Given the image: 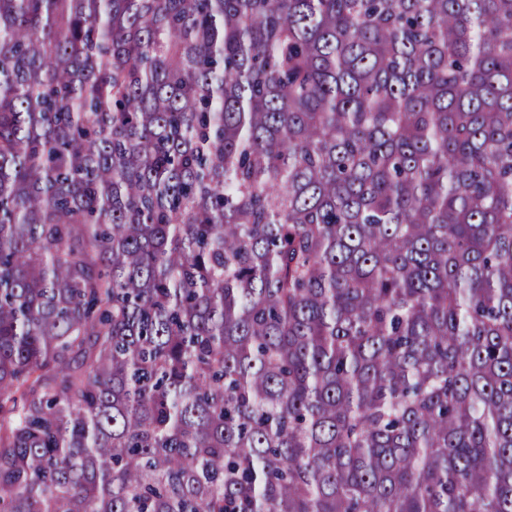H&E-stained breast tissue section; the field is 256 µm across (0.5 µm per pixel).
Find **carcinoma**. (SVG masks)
I'll use <instances>...</instances> for the list:
<instances>
[{"mask_svg": "<svg viewBox=\"0 0 512 512\" xmlns=\"http://www.w3.org/2000/svg\"><path fill=\"white\" fill-rule=\"evenodd\" d=\"M0 512H512V0H0Z\"/></svg>", "mask_w": 512, "mask_h": 512, "instance_id": "1", "label": "carcinoma"}]
</instances>
